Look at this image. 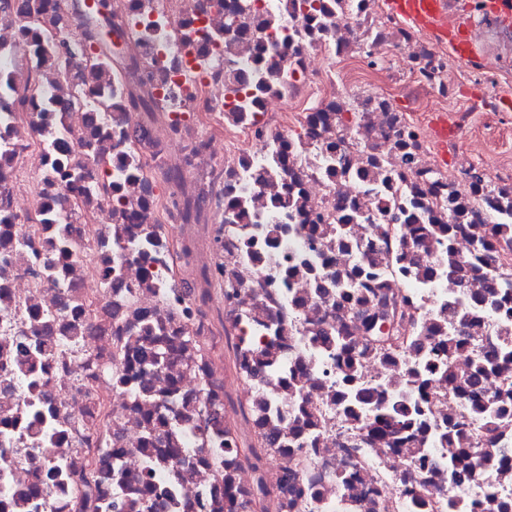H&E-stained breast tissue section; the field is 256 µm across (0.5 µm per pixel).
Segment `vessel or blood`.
Masks as SVG:
<instances>
[{"label":"vessel or blood","mask_w":512,"mask_h":512,"mask_svg":"<svg viewBox=\"0 0 512 512\" xmlns=\"http://www.w3.org/2000/svg\"><path fill=\"white\" fill-rule=\"evenodd\" d=\"M390 13L430 31L445 41L449 49L463 59L473 54L469 30L464 22H447L440 0H386Z\"/></svg>","instance_id":"b4317fda"}]
</instances>
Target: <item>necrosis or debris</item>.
I'll return each instance as SVG.
<instances>
[{
	"instance_id": "obj_1",
	"label": "necrosis or debris",
	"mask_w": 512,
	"mask_h": 512,
	"mask_svg": "<svg viewBox=\"0 0 512 512\" xmlns=\"http://www.w3.org/2000/svg\"><path fill=\"white\" fill-rule=\"evenodd\" d=\"M33 2L26 26L0 0V512L19 493L27 512H134L128 480L152 464L168 512H229L225 483L255 485L212 454L223 430L247 429L212 420L230 396L267 404L272 427L315 423L311 446L269 450L270 483L296 477L271 512H448L441 449L421 468L389 440L360 447L336 413V361L311 336L358 338L374 322L429 341L447 291L412 261L470 263L467 225L512 224V156L487 169L476 123H512L495 92L512 75V26L486 0H443L469 27L463 62L381 0H322L314 16L306 0ZM106 40L123 68L86 63ZM381 71L405 106L373 88ZM436 108L453 130L445 164L415 119ZM341 213L346 249L325 230ZM420 224L465 230L450 254L422 246ZM306 264L377 276L345 315ZM46 326L54 350L19 363L20 340ZM146 335L168 349L163 365L139 363ZM501 431L464 500L512 503V417ZM45 445L68 489L38 466ZM115 464L125 484L108 480ZM415 480L428 485L417 500Z\"/></svg>"
}]
</instances>
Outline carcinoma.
<instances>
[{
  "instance_id": "obj_1",
  "label": "carcinoma",
  "mask_w": 512,
  "mask_h": 512,
  "mask_svg": "<svg viewBox=\"0 0 512 512\" xmlns=\"http://www.w3.org/2000/svg\"><path fill=\"white\" fill-rule=\"evenodd\" d=\"M475 240L479 254H487L492 243L509 246L512 244L511 224H476ZM461 230L459 224H431L428 236L437 245L448 247V288L462 286L463 281L475 277L483 281L484 288L472 294L477 303L491 302L496 309L507 315L512 312V271L489 268V264L473 263L462 267L454 255V238ZM371 271H357L353 275L334 280L336 294L345 301L344 311L351 313L354 306L362 303L360 286L364 278H372ZM372 335L364 341H356L349 336L338 333L334 336L319 332L318 340L327 348V353L336 357L340 367L339 380L336 382L335 404L337 414L344 420L350 419L360 423L363 444L370 448L374 441L381 438L392 439L405 452L420 462L424 448L435 445L447 450L448 483L461 487L477 476L473 461L481 448H493L499 442L498 426L500 421L512 416V386L505 385L493 395H485L483 388L490 377L512 369V331L503 329L493 345L486 347L466 332V321L457 319L446 327L437 325V336L424 357L419 355L421 343L410 339L406 344L395 347L397 337L369 324ZM470 354L466 371L456 367V356L461 352ZM414 358L412 370V387L403 395L387 394L385 391L364 385L359 379L361 358L373 356L391 364L402 356ZM141 361L150 366H159L167 359L166 351L149 342L145 344L140 355ZM439 379L448 387L469 400L467 413L450 414L441 427H430L422 405L427 383ZM477 420L484 427V435L476 440L470 434L469 421ZM313 422L309 419L296 421L288 428L284 445L304 448L312 443ZM259 446L252 447L251 456L242 455L241 449L233 448L231 452L237 461H245L254 468L265 462L263 447L269 439L260 436ZM41 464L46 479L61 481L64 474L54 464L52 451L41 450ZM154 472L148 469L137 480L146 493L140 498L139 508L142 512H162L163 504L148 493L152 485ZM495 512H512L507 503H497L489 499L484 505L474 502L470 506L461 505L458 499H448V512H479L480 508Z\"/></svg>"
}]
</instances>
